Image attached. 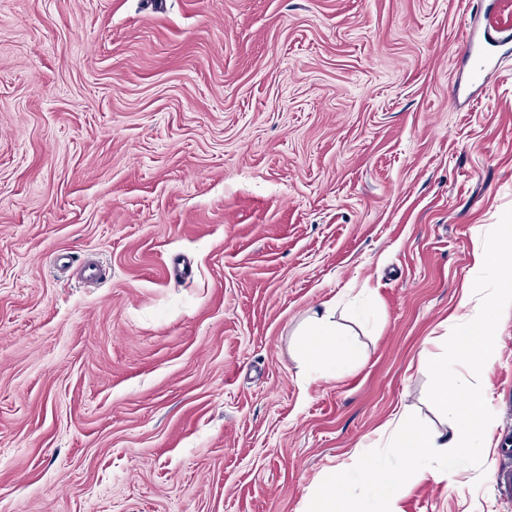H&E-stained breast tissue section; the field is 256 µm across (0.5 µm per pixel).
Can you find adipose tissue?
<instances>
[{"label": "adipose tissue", "mask_w": 512, "mask_h": 512, "mask_svg": "<svg viewBox=\"0 0 512 512\" xmlns=\"http://www.w3.org/2000/svg\"><path fill=\"white\" fill-rule=\"evenodd\" d=\"M473 267L493 273L500 288L483 297L465 295L462 314L456 318L449 338L459 359L491 362L496 355L498 314L512 305V256L503 255L496 239L482 240L473 255ZM360 357L350 333L336 323L335 302L323 303L310 310L304 319L295 345L294 359L307 376L332 375L344 362ZM434 401L450 417V430L414 425L400 417L393 441L399 465L391 469L377 461H368L369 490L379 500L383 512H400L399 502L404 487L414 478L432 475L453 480L459 460L475 454L481 447L488 424L483 397L451 365L433 362ZM352 480L349 466L328 468L312 487L302 512H353L347 489Z\"/></svg>", "instance_id": "adipose-tissue-1"}]
</instances>
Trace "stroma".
I'll return each mask as SVG.
<instances>
[{
    "mask_svg": "<svg viewBox=\"0 0 512 512\" xmlns=\"http://www.w3.org/2000/svg\"><path fill=\"white\" fill-rule=\"evenodd\" d=\"M512 0H0V512H300L328 468L448 431L429 363L490 407L403 512H512V306L448 347L476 229L512 225ZM102 276L82 278L85 262ZM335 301L361 358L304 378ZM510 35L495 39L491 36L478 37L475 34L468 36L465 46V55L471 61V74L480 79L489 71L497 68L499 58L510 53Z\"/></svg>",
    "mask_w": 512,
    "mask_h": 512,
    "instance_id": "1",
    "label": "stroma"
}]
</instances>
